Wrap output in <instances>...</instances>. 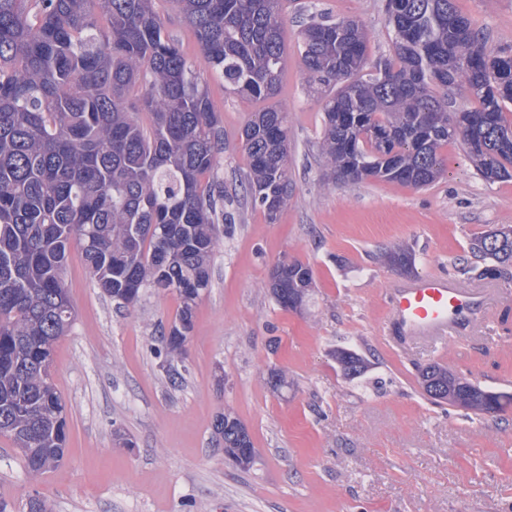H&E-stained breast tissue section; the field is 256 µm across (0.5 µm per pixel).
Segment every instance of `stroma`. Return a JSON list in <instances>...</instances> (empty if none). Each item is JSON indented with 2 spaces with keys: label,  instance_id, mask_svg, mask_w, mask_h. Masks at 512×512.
<instances>
[{
  "label": "stroma",
  "instance_id": "35a3bbf8",
  "mask_svg": "<svg viewBox=\"0 0 512 512\" xmlns=\"http://www.w3.org/2000/svg\"><path fill=\"white\" fill-rule=\"evenodd\" d=\"M491 49L512 52V0H454ZM156 11L206 83L220 113L224 151L215 173L236 221L222 243L211 285L198 299L186 353L166 355L161 331L175 320V293L145 290L132 306L92 281L78 246L66 261L74 324L54 345L52 373L66 406L61 465L29 476L0 437V499L25 512L39 495L53 512H512V408L465 415L431 402L418 383L441 363L481 386L512 395V277L507 298L474 329L434 346L396 352L382 340L383 301L396 272L380 255L412 253L415 273L479 282L471 242L512 225V179L486 183L460 143L444 147L445 170L416 189L367 179L332 183L319 153L323 109L307 91L299 50L306 14L350 18L369 35V56L392 51L386 0H284V80L291 198L268 223L241 186L248 170L242 131L259 101L232 94L214 75L173 0ZM307 263L313 291L300 310L282 309L268 289L282 257ZM339 349L363 354L365 375L345 378ZM289 385L274 388L270 374ZM234 412L256 458L225 460L213 424Z\"/></svg>",
  "mask_w": 512,
  "mask_h": 512
}]
</instances>
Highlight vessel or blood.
<instances>
[{
  "label": "vessel or blood",
  "mask_w": 512,
  "mask_h": 512,
  "mask_svg": "<svg viewBox=\"0 0 512 512\" xmlns=\"http://www.w3.org/2000/svg\"><path fill=\"white\" fill-rule=\"evenodd\" d=\"M494 296L489 287L473 288L451 276L420 274L388 285L387 338L401 350L413 341L441 342L470 329Z\"/></svg>",
  "instance_id": "obj_1"
}]
</instances>
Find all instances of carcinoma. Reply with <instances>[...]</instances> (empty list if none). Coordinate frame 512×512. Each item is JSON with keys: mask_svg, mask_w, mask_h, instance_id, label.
Masks as SVG:
<instances>
[{"mask_svg": "<svg viewBox=\"0 0 512 512\" xmlns=\"http://www.w3.org/2000/svg\"><path fill=\"white\" fill-rule=\"evenodd\" d=\"M211 70L234 94L268 101L283 74L281 0H174ZM155 0H0V435L37 476L59 465L64 404L52 381L53 346L73 323L64 283L71 244L106 295L134 305L143 289L175 293L176 319L161 337L184 354L194 308L211 278L216 224L230 199L213 172L224 132L207 87L183 54ZM393 52L372 61L363 27L311 14L300 30L309 87L323 94L321 152L333 182L365 178L414 188L443 173L440 150L460 141L488 183L512 178V60L475 35L453 0H387ZM472 106L453 110L452 91ZM150 122L144 124L139 114ZM288 112L251 113L242 135L244 190L270 223L290 199ZM483 276L512 269V225L475 239ZM383 261L403 273L412 256ZM309 265L283 258L269 289L284 309L302 307ZM344 376L365 359L336 352ZM448 404L497 416L511 400L434 364ZM214 428L224 457L254 448Z\"/></svg>", "mask_w": 512, "mask_h": 512, "instance_id": "cac0c4a2", "label": "carcinoma"}]
</instances>
